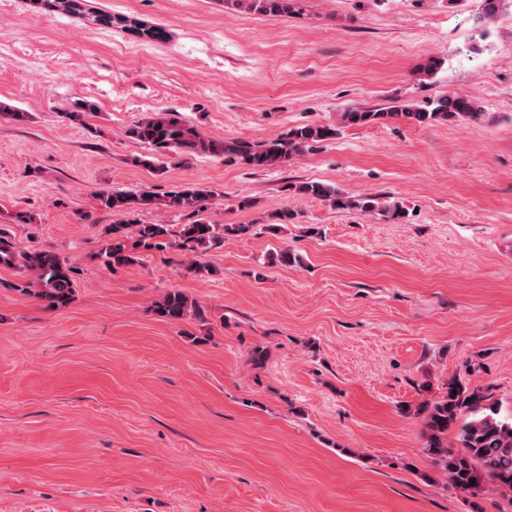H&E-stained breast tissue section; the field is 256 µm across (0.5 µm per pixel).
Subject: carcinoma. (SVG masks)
<instances>
[{
  "label": "carcinoma",
  "mask_w": 512,
  "mask_h": 512,
  "mask_svg": "<svg viewBox=\"0 0 512 512\" xmlns=\"http://www.w3.org/2000/svg\"><path fill=\"white\" fill-rule=\"evenodd\" d=\"M40 8L54 11L60 7L74 17H83L81 0H36ZM293 0H250V7L260 13L278 16L289 12ZM96 111V104L82 100L60 112L70 123L82 124L84 117ZM483 115L478 102L467 96H448L431 100L424 107L408 108L397 105L380 109L350 107L340 114L343 125H371L396 116H403L418 124L445 121L451 117L478 120ZM338 130L331 125H304L290 129L287 134L259 145L247 142L216 143L204 139L199 132L187 126L175 112L161 110L136 121L127 128L126 135L152 149L146 159H134L138 165L165 169L167 159L184 152H203L222 155L232 152L244 164L253 168H275L285 165L313 145L336 138ZM298 192L327 201L337 209H357L372 212L383 220L397 222L405 217L402 205L389 197H353L338 188L319 182L304 183ZM214 191L201 185H187L160 198L143 191L106 190L98 194L101 207L124 215V220L112 225V243L102 248L101 255L109 268L128 266L138 261L137 249L161 247L167 243L181 250L195 253L200 249L215 248L227 236L246 231L242 224L211 223L204 217L205 204ZM162 205L186 216V224H146L140 219L145 209ZM0 265L14 267L33 275L13 289L32 295L47 309L66 306L74 294L75 268L69 260L50 251H19L11 237L0 229ZM154 311L168 321L188 317L204 319V311L181 292L170 290L154 304ZM482 397L469 386L463 375L448 380L440 398L420 409L424 414L425 448L434 467L442 470L451 485L473 497L485 491V483L509 492L512 504V416L501 417L492 406H481ZM454 429L456 443H448V430Z\"/></svg>",
  "instance_id": "1"
}]
</instances>
